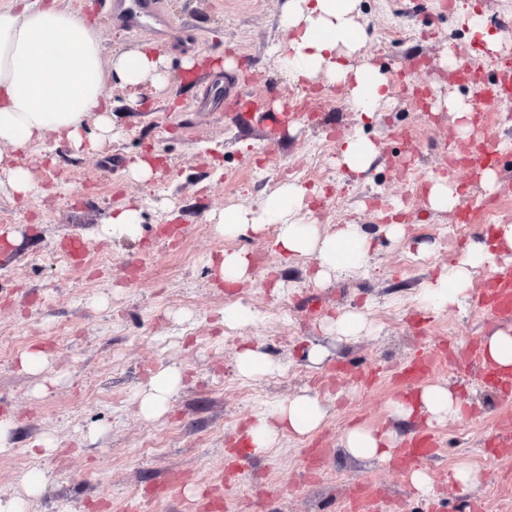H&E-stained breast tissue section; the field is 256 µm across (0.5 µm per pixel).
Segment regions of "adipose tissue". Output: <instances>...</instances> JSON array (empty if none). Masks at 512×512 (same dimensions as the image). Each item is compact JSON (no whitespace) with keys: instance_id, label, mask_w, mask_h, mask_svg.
<instances>
[{"instance_id":"1","label":"adipose tissue","mask_w":512,"mask_h":512,"mask_svg":"<svg viewBox=\"0 0 512 512\" xmlns=\"http://www.w3.org/2000/svg\"><path fill=\"white\" fill-rule=\"evenodd\" d=\"M360 0H287L281 12L284 47L277 70L292 83L342 85L352 109L370 117L393 96L387 76L369 60L357 59L361 46L357 22ZM112 69L127 86L152 81L164 87L169 80L165 56L158 48L123 53ZM101 48L87 16L61 8L57 0H14L0 9V172L12 194L25 198L37 183L29 167L11 164L10 153L24 154L46 135L74 152L85 148L88 125L111 132V106L103 95ZM380 154L372 141L350 136L339 148L336 165L346 173L368 171ZM319 195L298 183L270 192L256 207L227 209L217 223L229 239L245 237L273 225L274 242L287 260L314 258L315 282L363 269L372 254L373 239L357 224H320L310 220V205ZM512 262V225L500 224L492 241L471 242L457 262L443 268L420 291L423 308L444 313L469 306L472 273L484 266ZM182 382L180 370L158 371L140 393L144 417L163 415ZM467 402L452 389L427 386L415 401L391 404L393 415L408 420L422 415L427 422L462 418ZM327 414L320 399L298 395L253 412L244 436L252 452L266 455L285 435L303 436L317 429ZM346 453L358 459L390 462L398 445L395 435L358 425L341 438Z\"/></svg>"}]
</instances>
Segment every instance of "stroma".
Masks as SVG:
<instances>
[{"mask_svg": "<svg viewBox=\"0 0 512 512\" xmlns=\"http://www.w3.org/2000/svg\"><path fill=\"white\" fill-rule=\"evenodd\" d=\"M104 62L105 96L112 104V136L81 154L46 141L19 164L38 190L28 199L0 188V420L12 424L0 451V499L22 491L21 471L43 470L46 484L29 512H202L222 498L225 512H344L343 492L358 484L362 512H512V452L493 448L495 425L512 416V395L488 388L469 358L496 321L473 309L435 314L417 296L441 267L455 262L485 227L461 228L456 213H434L425 190L432 176L486 203L496 224H512V150L501 153L499 187L486 193L469 169H448V154L465 152L448 110H419L414 89L432 98L469 100L471 90L440 64L446 49L464 59L483 57L475 83L493 78L492 56L470 38L455 16L456 0H360V56L369 58L394 87L392 104L365 121L342 87L317 81L293 85L278 73L279 18L285 0H159L164 34H129L120 18L101 20L102 0H90ZM199 39L196 54L211 63L186 73L185 35ZM152 43L167 56L166 89L153 82L123 85L112 72L114 55ZM238 77L247 101L273 110L300 99L301 120L268 135L233 119L224 105L203 97L197 76L221 82ZM368 138L380 148L373 166L344 176L336 166L342 140ZM152 153L160 162L145 182L129 167ZM315 166L307 185L321 195L311 217L321 224H358L374 236L366 269L316 284L313 259L283 260L275 229L227 239L215 227L225 208L252 207L289 179L290 170ZM406 209L407 241L380 231L389 202ZM141 208L136 239L104 237L113 209ZM77 235L87 243L81 266L59 259V244ZM438 243L425 259L414 242ZM226 251L254 255L249 280L218 285L208 266ZM240 303L257 315L234 330L221 326L225 306ZM349 311L366 314L367 334L337 340L322 326ZM257 347L280 366L275 375L240 378L234 367L241 344ZM327 350L318 365L311 344ZM48 354L46 367L23 370L22 354ZM436 359L429 384L469 400L462 419L433 426L421 418L401 422L390 410L402 386L396 374L419 350ZM176 367L183 382L168 412L144 418L138 396L161 369ZM304 392L318 394L323 424L306 436H286L265 456L226 463L224 451L260 407ZM395 431L400 441L432 430L435 448L421 466L432 484L418 495L401 463L386 465L349 456L340 445L354 423ZM158 448L143 447L145 431ZM51 436L49 456L30 450ZM468 463L478 483L461 490L450 471Z\"/></svg>", "mask_w": 512, "mask_h": 512, "instance_id": "1", "label": "stroma"}]
</instances>
